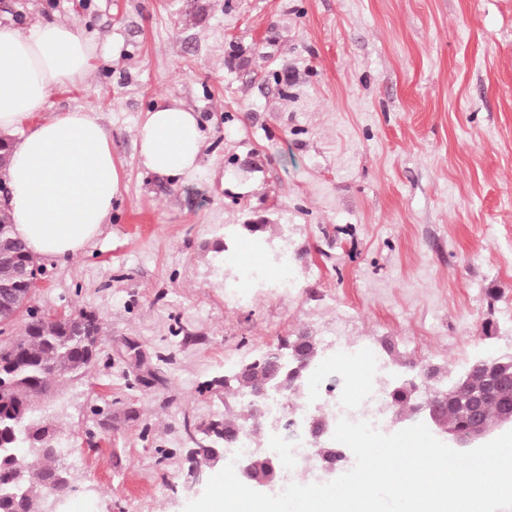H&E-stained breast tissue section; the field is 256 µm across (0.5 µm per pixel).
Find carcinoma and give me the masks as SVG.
<instances>
[{
  "label": "carcinoma",
  "mask_w": 512,
  "mask_h": 512,
  "mask_svg": "<svg viewBox=\"0 0 512 512\" xmlns=\"http://www.w3.org/2000/svg\"><path fill=\"white\" fill-rule=\"evenodd\" d=\"M102 321L86 310L72 319L34 314L22 334L0 345V470L21 460L23 478L0 486V512H42L41 490L46 478L58 471L57 452L44 439L47 428L37 419V401L58 381L81 377L97 354ZM265 384L259 365L246 381L226 380L224 388L255 391ZM392 409L407 413L414 395L392 388L387 392ZM242 423L241 416L217 417L208 424L213 436L229 434Z\"/></svg>",
  "instance_id": "carcinoma-1"
}]
</instances>
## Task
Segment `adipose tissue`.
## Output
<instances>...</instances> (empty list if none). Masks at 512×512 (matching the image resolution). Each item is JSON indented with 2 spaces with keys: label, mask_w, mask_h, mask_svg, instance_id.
Here are the masks:
<instances>
[{
  "label": "adipose tissue",
  "mask_w": 512,
  "mask_h": 512,
  "mask_svg": "<svg viewBox=\"0 0 512 512\" xmlns=\"http://www.w3.org/2000/svg\"><path fill=\"white\" fill-rule=\"evenodd\" d=\"M95 54L64 21L26 30L0 23V133H21L1 178L13 232L39 261L85 253L122 196L123 171L98 114H46L52 89L83 79ZM135 141L140 167L172 178H191L204 146L198 114L175 101L147 112Z\"/></svg>",
  "instance_id": "1"
}]
</instances>
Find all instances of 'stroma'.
<instances>
[{
    "instance_id": "1",
    "label": "stroma",
    "mask_w": 512,
    "mask_h": 512,
    "mask_svg": "<svg viewBox=\"0 0 512 512\" xmlns=\"http://www.w3.org/2000/svg\"><path fill=\"white\" fill-rule=\"evenodd\" d=\"M54 20L97 53L49 109L96 112L124 171L96 245L34 299L103 323L38 405L74 486L56 512H184L186 423L234 414L225 371L286 337L340 328L455 374L512 349V0H0L1 22ZM171 100L206 139L188 180L137 162ZM267 238L294 293L268 277L228 303L225 251L255 263ZM272 265L279 288H285L286 290L293 288L294 281L290 272L288 245L281 247Z\"/></svg>"
}]
</instances>
